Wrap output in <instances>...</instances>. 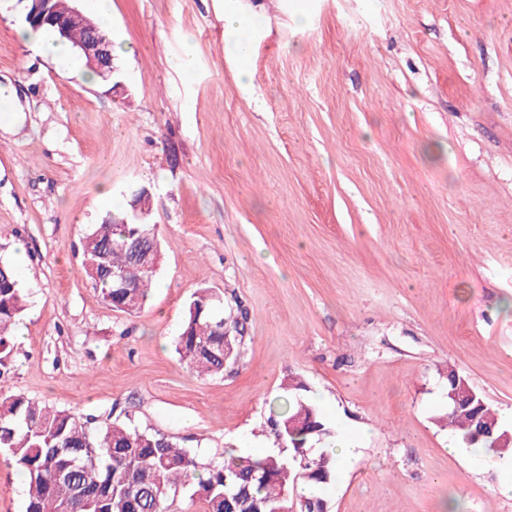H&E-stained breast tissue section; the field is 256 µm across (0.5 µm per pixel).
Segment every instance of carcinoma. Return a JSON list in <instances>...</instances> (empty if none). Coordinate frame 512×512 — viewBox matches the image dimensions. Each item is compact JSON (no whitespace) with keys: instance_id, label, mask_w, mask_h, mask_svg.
<instances>
[{"instance_id":"obj_1","label":"carcinoma","mask_w":512,"mask_h":512,"mask_svg":"<svg viewBox=\"0 0 512 512\" xmlns=\"http://www.w3.org/2000/svg\"><path fill=\"white\" fill-rule=\"evenodd\" d=\"M108 32L94 21L71 29L65 40L80 43L88 32ZM149 224H122L112 217L93 226L81 245L80 271L102 299L126 314L146 305L161 264L153 252V268L137 270L132 288H114L100 268L107 254L113 268L135 267V254L123 243ZM26 307L25 288L12 264L0 260V377L9 372L14 330ZM241 308L222 307L217 293L202 288L190 301L175 350L200 374L220 376L237 361L244 338ZM229 349H224V331ZM306 386L290 380L282 399L271 407L268 425L288 454L241 457L226 464H206L190 450L158 432L131 422L91 421L69 409L39 404L22 395L0 391V448L7 449L28 478L26 512H168L171 494L187 490L205 502L207 512H276L288 505V489L302 482L315 492L305 497V512H324L320 491L336 478V458L314 445L332 436L318 407L303 395ZM485 424L473 436L474 419ZM469 448L493 456L512 452L497 413L479 391L450 419L438 418Z\"/></svg>"}]
</instances>
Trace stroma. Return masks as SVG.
Instances as JSON below:
<instances>
[{"instance_id":"stroma-1","label":"stroma","mask_w":512,"mask_h":512,"mask_svg":"<svg viewBox=\"0 0 512 512\" xmlns=\"http://www.w3.org/2000/svg\"><path fill=\"white\" fill-rule=\"evenodd\" d=\"M225 4L110 0L117 72L82 83L0 0L22 107L0 120V257L28 259L0 390L131 417L209 463L278 451L269 407L297 375L358 450L327 512H512L503 470L435 422L451 365L512 427V0H236L255 33L225 29ZM187 44L190 75L169 65ZM142 188L164 263L128 315L79 249ZM199 288L247 312L217 377L174 349ZM26 486L0 449V512H25Z\"/></svg>"}]
</instances>
